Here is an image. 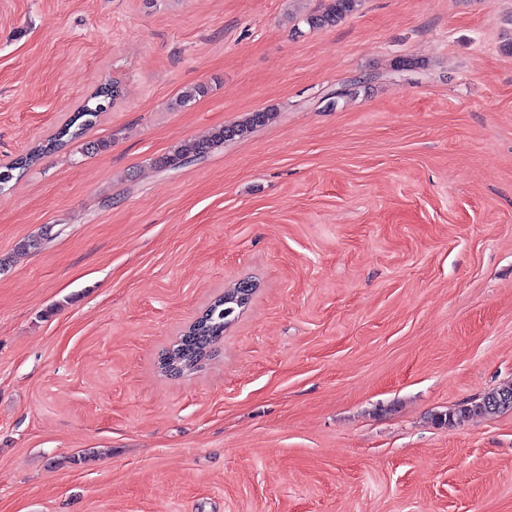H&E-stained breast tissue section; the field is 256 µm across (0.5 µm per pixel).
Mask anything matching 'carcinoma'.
<instances>
[{"label": "carcinoma", "mask_w": 512, "mask_h": 512, "mask_svg": "<svg viewBox=\"0 0 512 512\" xmlns=\"http://www.w3.org/2000/svg\"><path fill=\"white\" fill-rule=\"evenodd\" d=\"M359 0H333L328 9L320 14H310L305 18L306 23L312 28L332 26L351 14ZM112 90H99L75 112L65 124L48 139L25 157L0 167V186L7 184L12 178V171L31 165L45 154L52 153L64 146L66 140L76 139L83 135L88 126L92 125L93 118L98 113L105 111L111 104ZM274 117L269 110H257L241 122L227 125L214 130L210 138L206 140L189 139L181 142L169 153L155 161L158 168L165 171H177L193 161H197L208 154L214 147L235 139L248 136L256 128L264 126ZM231 290L224 291V295L212 302L206 310L207 323L198 330L197 337L192 341H185L184 336L167 350L171 355L174 366L168 371L177 373L188 371L195 367V362L204 358L211 347L223 336L224 325L235 320L236 311L227 303ZM512 399V387L492 389L481 398L465 402L452 412H444L435 415V420L442 426H452L458 420L472 416H491L505 410H512V402L501 403L504 397Z\"/></svg>", "instance_id": "carcinoma-1"}]
</instances>
